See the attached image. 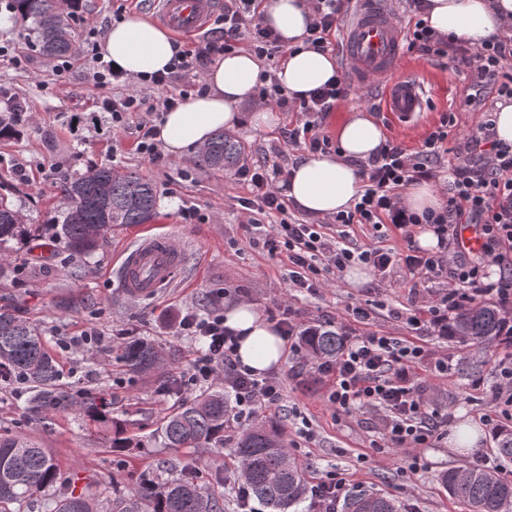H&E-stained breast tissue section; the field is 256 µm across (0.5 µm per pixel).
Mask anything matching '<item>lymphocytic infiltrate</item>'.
<instances>
[{"label":"lymphocytic infiltrate","mask_w":512,"mask_h":512,"mask_svg":"<svg viewBox=\"0 0 512 512\" xmlns=\"http://www.w3.org/2000/svg\"><path fill=\"white\" fill-rule=\"evenodd\" d=\"M308 2L312 21L306 30V45L332 50L331 35L338 31L348 11L347 0ZM403 2L409 18L405 34L408 50L430 58L446 57L466 66L470 73L467 105L483 104L491 89L499 96L512 97V46L507 41L494 35L473 46L462 39L442 37L428 24L426 0ZM243 41L266 60L286 51L278 35L264 23L258 0H224L223 26L206 31L195 51H176L166 71L143 75L133 82L115 71L97 48L85 47L60 57L56 72L65 74L77 63L91 70L96 106L109 115L113 127H124L132 113H144L137 150L149 161L160 163L165 155L156 139L157 113L177 107L190 95L195 79L213 55L233 51ZM351 90L348 73L340 67L323 87L298 101L289 97L274 74L266 71L260 76L254 97L256 104L274 105L302 117V128L289 130V143L301 142L309 151L328 152L333 142L322 128L323 120ZM453 122V115L443 116L413 152L385 140L378 153L360 165L363 187L353 208L334 217L335 223L344 227L366 224L378 232L391 226L407 238L413 227L425 224L437 237L435 249L411 246L402 254L381 246L361 250L326 236L319 225L286 220V203L276 189L285 172L277 165L245 164L238 169V178L246 182L250 192L241 206L247 211L280 214L279 224L266 236L263 246L269 255L287 256L293 266L291 287L310 292L321 288V281L312 276L318 260L340 273L357 262L381 276L401 267L414 277L447 282L432 300L426 318L410 316L415 330L448 341L451 319L460 307L491 299L500 311L503 339L512 346V264L504 261L512 254V145L497 139L494 121L488 117L476 132L461 136L454 149H447L448 128ZM452 156L457 159L453 167L448 164ZM447 167L453 173L442 188L444 203L440 209L417 214L401 206L402 189L435 179ZM465 224L476 225L479 230L481 246L476 251L466 253L460 248L459 228ZM179 326L186 335L206 343L205 350L184 373L186 385L202 386L223 378L224 390L235 403L234 418L239 422L261 419L269 408L280 404L278 377L258 376L241 364L238 338L225 326L220 308L203 316L186 314ZM278 327L290 343L294 366L306 365L332 377L325 399L337 415L363 410L382 412V445L404 450L409 468L419 463L412 449L430 447L446 434L450 415L425 396V380L420 373L425 350L417 342L376 332H349L335 358H318L308 351L295 320L283 317Z\"/></svg>","instance_id":"1"}]
</instances>
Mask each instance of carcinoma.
Masks as SVG:
<instances>
[{
  "instance_id": "obj_1",
  "label": "carcinoma",
  "mask_w": 512,
  "mask_h": 512,
  "mask_svg": "<svg viewBox=\"0 0 512 512\" xmlns=\"http://www.w3.org/2000/svg\"><path fill=\"white\" fill-rule=\"evenodd\" d=\"M21 19L28 23L33 44L46 56H62L72 46L71 14L58 10L56 0H14ZM241 153L237 140L218 132L197 157L202 167L222 170L234 166ZM64 209L49 223L56 237L76 256L93 257L116 224H148L157 208L154 184L135 171L120 172L110 164L92 167L66 177ZM14 205L0 198V251L13 242L33 236ZM452 330L475 345L501 337L497 306L482 302L464 306L456 313ZM343 332L317 327L307 332L315 353L334 358L340 351ZM117 358L126 371L146 375L161 361L159 346L137 339L118 346ZM23 378L33 383L34 394L27 412L38 417L48 409L75 408L88 417L102 415V404L86 391L71 393L61 387L57 362L44 347L42 331L14 309L0 306V381ZM231 404L224 390L204 391L181 402L168 413L160 427L165 448H199L224 444V423ZM274 423L248 429L238 438L233 456L242 468L250 494L270 512H297L308 492L305 471L289 459ZM500 458L512 461V430L496 437ZM58 469L52 455L24 437L0 438V512H16L37 495L54 488ZM448 495L465 505L466 512H512V481L498 473L475 467L454 468L442 475ZM53 512H98L86 494L67 493L54 500ZM116 512H225L224 494L199 482L189 468L177 472L169 459L160 457L156 473L143 479L131 494L116 505ZM342 512H402L401 503L384 495L357 493L349 496Z\"/></svg>"
}]
</instances>
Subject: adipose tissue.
<instances>
[{
    "instance_id": "obj_1",
    "label": "adipose tissue",
    "mask_w": 512,
    "mask_h": 512,
    "mask_svg": "<svg viewBox=\"0 0 512 512\" xmlns=\"http://www.w3.org/2000/svg\"><path fill=\"white\" fill-rule=\"evenodd\" d=\"M429 24L437 33L481 42L494 32L512 30V0H428ZM264 21L289 47L276 72L290 96L298 97L322 86L336 72L328 53L303 48L307 10L303 0H264ZM106 60L130 76L151 74L170 62L175 43L170 31L149 18L130 14L114 22L99 46ZM261 63L241 50L216 57L204 93L187 97L165 113L158 126V140L170 156L181 159L207 145L214 132L249 124L269 125L267 108L239 112L251 101ZM339 152L310 156L296 162L284 194L299 210L326 217L348 209L362 188L357 161L367 160L384 139L381 127L366 111L349 113L337 131ZM224 323L239 334L241 363L255 373L280 365L285 343L274 323L247 301L231 305Z\"/></svg>"
}]
</instances>
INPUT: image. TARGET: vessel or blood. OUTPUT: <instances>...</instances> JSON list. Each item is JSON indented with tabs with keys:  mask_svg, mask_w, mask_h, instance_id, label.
I'll return each mask as SVG.
<instances>
[{
	"mask_svg": "<svg viewBox=\"0 0 512 512\" xmlns=\"http://www.w3.org/2000/svg\"><path fill=\"white\" fill-rule=\"evenodd\" d=\"M157 16L176 32L196 34L213 13L214 0H155ZM404 32L389 13L373 0L361 6L343 34V50L355 77L389 79L386 104L403 121L415 120L424 108L419 80L398 73ZM183 263V255L169 235L149 232L122 255L120 286L134 299H149L167 287Z\"/></svg>",
	"mask_w": 512,
	"mask_h": 512,
	"instance_id": "1",
	"label": "vessel or blood"
}]
</instances>
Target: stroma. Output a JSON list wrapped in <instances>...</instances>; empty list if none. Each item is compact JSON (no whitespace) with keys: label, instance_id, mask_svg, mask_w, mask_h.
<instances>
[{"label":"stroma","instance_id":"stroma-1","mask_svg":"<svg viewBox=\"0 0 512 512\" xmlns=\"http://www.w3.org/2000/svg\"><path fill=\"white\" fill-rule=\"evenodd\" d=\"M10 0H0V44L11 46L15 59L0 60V112L23 111L20 134L0 139V197L17 207L23 223H46L54 211L66 204L60 182L65 175L88 167L111 164L133 170L150 180L158 191V215L148 228L168 233L186 252V264L174 284L148 300L127 299L118 286L121 253L141 236L146 226L124 224L113 227L103 246L90 261H82L62 242L43 232L39 240L16 245L0 273V306L18 311L39 326L47 347L59 362L60 383L67 390H83L105 399L112 414L124 424L128 436L149 438L148 447L120 450L110 445L112 431L71 410L52 409L42 420L26 412L29 384L0 388V436H22L49 449L60 472L57 490H90L102 512L112 499L129 494L141 479L151 474L156 457L177 466L191 465L197 480L220 485L228 512H238L237 472L230 449L162 447L159 431L163 417L177 402L198 395V388L176 393L163 391L159 375L131 377L117 359L119 342L149 339L163 352H175L176 361H162L161 372L180 374L197 355L200 345L181 335L179 322L188 312L206 314L238 301L253 303L266 317L289 307L304 328L332 325L354 326L358 332L376 331L409 340L414 331L406 322L411 314L425 315L429 288L417 287L403 269H394L386 280L371 277L361 285L337 280L324 272L325 285L311 294L289 286L286 258H270L257 240L273 229L271 216L258 215V227L246 226L239 201L248 196L247 185L234 175L197 166L194 157L153 163L135 149L137 117L125 128L113 129L107 114L95 111L92 73L77 65L65 76H56L54 58L33 48L28 31ZM83 7L72 23L75 43H82L88 25L108 30L118 15L139 12L137 0H82ZM400 73L415 75L426 88L424 110L416 125L408 126L386 108L387 78L355 83V92L341 101L324 121V130L335 135L352 108L371 110L386 137L404 147L417 149L423 138L439 124L445 113L455 115L449 140L475 131L483 111L465 103L468 72L437 58L417 52L404 53ZM297 116L281 112L272 127H244L236 137L244 145L243 161L261 158L283 167L307 156L304 145L289 144L285 134ZM191 168V178L181 177ZM196 209L199 220L181 223L182 207ZM74 302L71 311L60 310V301ZM361 306L370 316L352 322L348 311ZM98 334L96 342L76 345L86 331ZM428 361L451 357L454 364L484 355L486 365L479 379H463L458 373L446 377L426 375L438 403L448 407L449 429L468 425L479 433L475 448H461L447 441L420 452L417 472L403 471V453L396 448L375 449L383 429L381 413L367 411L336 420L325 402L327 378L309 370L291 371L290 358H283L274 376L283 385V405L272 409L280 422L290 455L315 483L330 471L346 474L351 491L384 493L398 499L406 512H465L452 500L440 482L442 472L466 466L474 450L493 452L486 389L493 383L499 359L512 348L493 345L477 351L456 342H428ZM308 421L312 439L299 437L301 421Z\"/></svg>","mask_w":512,"mask_h":512}]
</instances>
